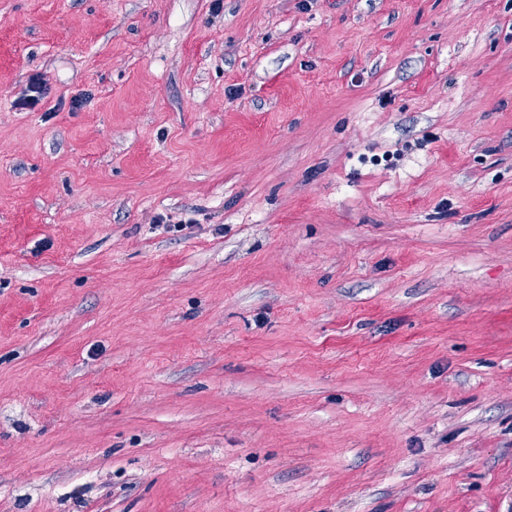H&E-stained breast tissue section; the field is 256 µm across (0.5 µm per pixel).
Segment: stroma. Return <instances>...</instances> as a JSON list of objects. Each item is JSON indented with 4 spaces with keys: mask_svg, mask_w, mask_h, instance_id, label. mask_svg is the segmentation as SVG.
Wrapping results in <instances>:
<instances>
[{
    "mask_svg": "<svg viewBox=\"0 0 512 512\" xmlns=\"http://www.w3.org/2000/svg\"><path fill=\"white\" fill-rule=\"evenodd\" d=\"M0 512H512V0H0Z\"/></svg>",
    "mask_w": 512,
    "mask_h": 512,
    "instance_id": "35a3bbf8",
    "label": "stroma"
}]
</instances>
